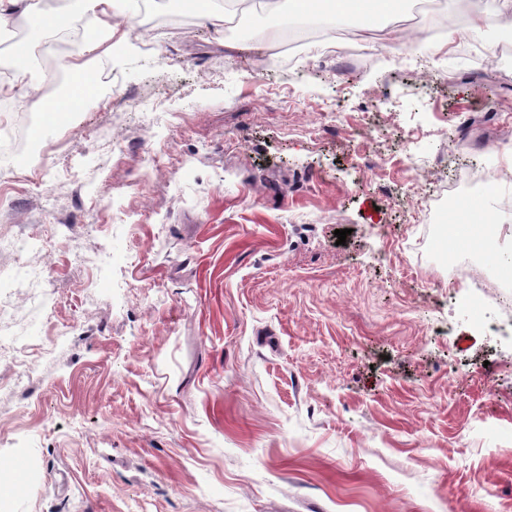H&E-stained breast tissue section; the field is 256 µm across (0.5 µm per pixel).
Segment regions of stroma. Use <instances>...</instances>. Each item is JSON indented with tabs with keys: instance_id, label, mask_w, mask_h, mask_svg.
Returning <instances> with one entry per match:
<instances>
[{
	"instance_id": "stroma-1",
	"label": "stroma",
	"mask_w": 512,
	"mask_h": 512,
	"mask_svg": "<svg viewBox=\"0 0 512 512\" xmlns=\"http://www.w3.org/2000/svg\"><path fill=\"white\" fill-rule=\"evenodd\" d=\"M180 16L129 14L106 100L0 155V265L51 269L0 324L34 370L0 471L37 480L0 512H512V333L431 240L491 168L455 211L512 252V66L405 0V49L350 29L294 62L295 32L238 53Z\"/></svg>"
}]
</instances>
